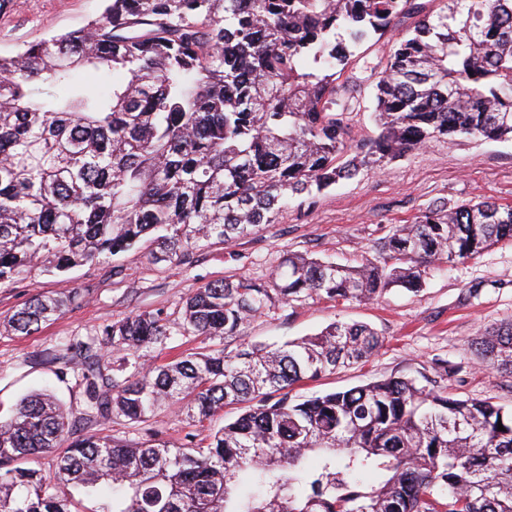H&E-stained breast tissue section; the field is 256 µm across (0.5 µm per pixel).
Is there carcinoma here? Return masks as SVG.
<instances>
[{
    "mask_svg": "<svg viewBox=\"0 0 512 512\" xmlns=\"http://www.w3.org/2000/svg\"><path fill=\"white\" fill-rule=\"evenodd\" d=\"M406 15L418 16L413 31L366 84L354 49ZM88 69L126 79L93 93L78 78ZM369 87L379 133L355 145L350 115ZM446 137L512 140V0H445L438 12L421 0H108L101 20L0 56V283L149 237L155 261L182 262L213 239L256 234L292 195ZM502 241L512 205L439 201L356 266L289 254L271 278L196 289L183 335L238 339L234 351L206 346L124 379L103 372L101 342L165 344L167 322L146 312L71 344L62 360L83 386V417L41 391L0 421V512H80L23 467L63 446L54 478L98 500L91 512H512V410L405 376L294 398L303 380L367 362L379 332L334 321L280 346L244 336L278 302L416 291L427 268ZM75 299L36 297L7 325L28 335ZM468 346L512 378V322ZM163 402L201 421L245 412L204 448L87 432L114 414L145 423Z\"/></svg>",
    "mask_w": 512,
    "mask_h": 512,
    "instance_id": "1",
    "label": "carcinoma"
}]
</instances>
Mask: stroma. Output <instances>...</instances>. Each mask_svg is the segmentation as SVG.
Returning a JSON list of instances; mask_svg holds the SVG:
<instances>
[{
    "instance_id": "1",
    "label": "stroma",
    "mask_w": 512,
    "mask_h": 512,
    "mask_svg": "<svg viewBox=\"0 0 512 512\" xmlns=\"http://www.w3.org/2000/svg\"><path fill=\"white\" fill-rule=\"evenodd\" d=\"M105 0H5L0 7V54L100 20ZM413 17L400 19L387 39L369 38L355 50L354 68L377 76L388 40L412 30ZM492 199L512 204V141L441 139L406 154L377 172L339 181L313 195L289 199L275 223L256 235L226 245L217 241L185 263L154 262L142 243L111 260L87 263L64 274L38 270L0 285V419H8L26 394L50 389L80 417L84 393L74 376L62 375L57 360L66 345L88 340L126 316L159 312L171 334L164 348L145 353L147 363H164L200 348L198 337L180 333L184 306L196 288L231 275L269 277L290 253L337 264L356 263L389 228L419 215L437 201ZM78 294L77 304L29 335L7 328L9 317L34 297ZM364 322L383 336L368 362L300 386V394L322 395L393 376L431 374L436 361L458 365L443 380L448 393L481 398L512 410V379L479 366L467 341L480 330L512 320V244L502 242L464 264L429 269L422 290L392 288L376 303L336 304L312 297L279 304L247 328L250 341L281 344L320 332L334 321ZM239 408L201 423L165 405L149 422L121 416L99 423L96 433L139 445L163 441L206 445L212 432L233 421Z\"/></svg>"
}]
</instances>
